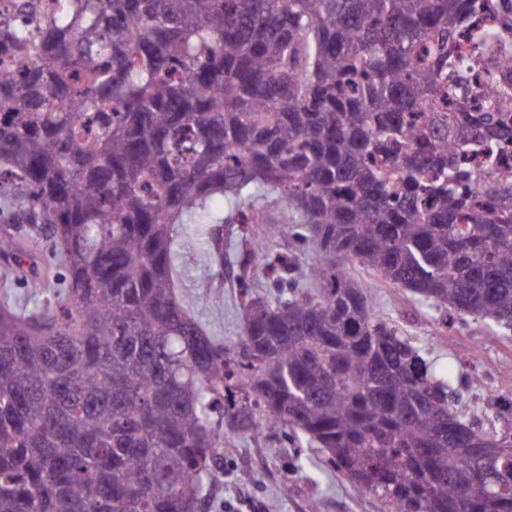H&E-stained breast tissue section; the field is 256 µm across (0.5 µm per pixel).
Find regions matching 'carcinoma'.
Here are the masks:
<instances>
[{
  "label": "carcinoma",
  "instance_id": "cac0c4a2",
  "mask_svg": "<svg viewBox=\"0 0 512 512\" xmlns=\"http://www.w3.org/2000/svg\"><path fill=\"white\" fill-rule=\"evenodd\" d=\"M471 31L497 84L477 85ZM0 23V211L52 242L0 296V512H200L226 430L279 431L389 512H512V442L373 318L349 265L512 327V0H52ZM483 160L478 194L469 158ZM238 225L242 332L176 295L187 217ZM298 239L300 259L265 236ZM204 254L224 266V237ZM288 282L268 300L249 273ZM12 265V267L15 269L16 274L15 277L12 278V280L7 281V286L9 288V293L13 296V298L16 300L18 304L21 306H24L28 310H32L35 308H40L48 303V301L51 299V296L49 293H42V294H34L31 291V288L26 287L22 282H18L15 280L16 276L19 275L20 277L24 275L23 272H21L20 269L15 268L13 266V263L7 262L4 258L0 257V296L1 292L3 291L4 284L6 282L3 268Z\"/></svg>",
  "mask_w": 512,
  "mask_h": 512
}]
</instances>
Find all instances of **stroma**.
<instances>
[{"label":"stroma","instance_id":"stroma-1","mask_svg":"<svg viewBox=\"0 0 512 512\" xmlns=\"http://www.w3.org/2000/svg\"><path fill=\"white\" fill-rule=\"evenodd\" d=\"M235 230L232 224L223 227V268L199 261L182 272L177 288L179 299L205 330L224 341L241 333L240 268L232 241ZM351 274L371 296L374 318L393 324L436 368L450 371L457 412L484 430H494L498 422L487 406L490 395L512 400V331L468 317L455 319L445 335H437L435 325L441 312L436 306L406 289L385 286L360 268H352ZM475 345L482 349L483 377L480 385L472 386L465 377ZM222 453L224 472L204 489L205 512H307L314 498L321 500L322 512H384L373 495L327 470L319 450L308 444L287 441L279 434L255 439L231 433Z\"/></svg>","mask_w":512,"mask_h":512}]
</instances>
